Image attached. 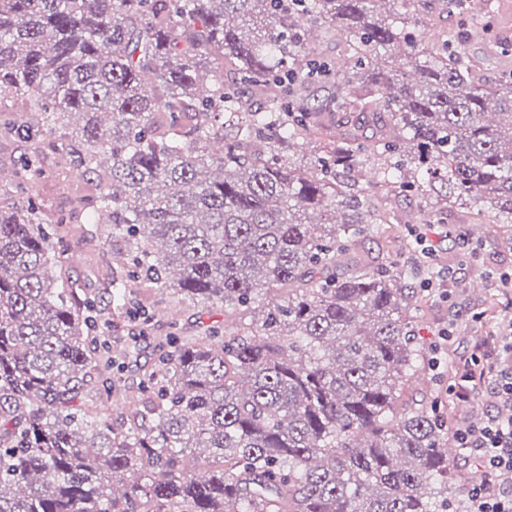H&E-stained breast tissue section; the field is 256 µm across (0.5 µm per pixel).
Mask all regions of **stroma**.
Masks as SVG:
<instances>
[{
  "instance_id": "1",
  "label": "stroma",
  "mask_w": 512,
  "mask_h": 512,
  "mask_svg": "<svg viewBox=\"0 0 512 512\" xmlns=\"http://www.w3.org/2000/svg\"><path fill=\"white\" fill-rule=\"evenodd\" d=\"M386 206L395 214L396 224L385 236L372 234L354 241L351 255L368 252L405 261L406 239L411 229L418 228L434 242L436 261L455 271L449 281L437 278L430 282L418 276L406 282L407 287L429 292L430 299L422 312L414 316L417 339L423 349V369L406 388L403 404L437 409L452 422L468 413L496 415L486 392H475L469 402H458L449 391L457 381L455 374L438 373L432 362L446 354L469 355L475 344L512 319V296L492 286L498 271L512 269V226L498 223L494 206L488 204L477 221L467 209L435 206L433 197L425 194H400L389 198ZM458 235L464 236L473 248L471 257L461 255L454 241ZM128 291L154 315V334L141 342L142 359L149 363L154 360L158 337L169 334L172 323H179L192 335L196 334V322L200 319L207 323L221 321L234 332L241 328L239 317L233 314L215 309L204 315L190 302L140 285H131ZM448 329L453 332L452 340H442L443 331Z\"/></svg>"
}]
</instances>
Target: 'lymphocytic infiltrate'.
I'll return each mask as SVG.
<instances>
[{"mask_svg":"<svg viewBox=\"0 0 512 512\" xmlns=\"http://www.w3.org/2000/svg\"><path fill=\"white\" fill-rule=\"evenodd\" d=\"M460 384L452 391L468 401L472 388L486 385L497 409L496 416L461 421L455 435L461 448L488 474L472 487V512H512V324L493 337L491 346L459 364Z\"/></svg>","mask_w":512,"mask_h":512,"instance_id":"obj_1","label":"lymphocytic infiltrate"}]
</instances>
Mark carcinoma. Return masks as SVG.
Returning <instances> with one entry per match:
<instances>
[{
  "label": "carcinoma",
  "instance_id": "1",
  "mask_svg": "<svg viewBox=\"0 0 512 512\" xmlns=\"http://www.w3.org/2000/svg\"><path fill=\"white\" fill-rule=\"evenodd\" d=\"M435 1L460 24L425 56L402 9ZM460 2L0 0V137L24 144L0 184V512H466L445 422L395 412L421 359L402 280L441 269L342 261L385 231L377 195L440 186L512 224V71L483 78ZM334 27L342 68L308 46ZM47 149L83 177L52 217ZM367 166L372 194L337 179ZM102 220L119 249L90 291L66 244ZM139 279L249 322L165 337L114 422L140 348L99 328L151 330L112 305Z\"/></svg>",
  "mask_w": 512,
  "mask_h": 512
}]
</instances>
